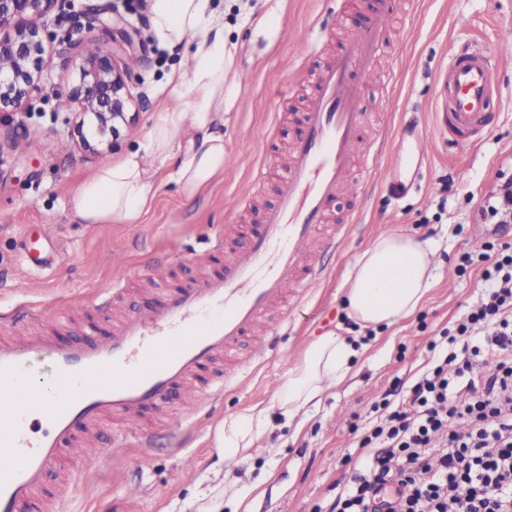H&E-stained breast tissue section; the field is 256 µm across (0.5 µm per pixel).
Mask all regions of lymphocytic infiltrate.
<instances>
[{
  "instance_id": "obj_1",
  "label": "lymphocytic infiltrate",
  "mask_w": 512,
  "mask_h": 512,
  "mask_svg": "<svg viewBox=\"0 0 512 512\" xmlns=\"http://www.w3.org/2000/svg\"><path fill=\"white\" fill-rule=\"evenodd\" d=\"M484 223L512 224V166L483 195ZM484 266V298L454 329L431 367L401 389L359 442V469L336 496V512H512V245L466 253L465 273ZM497 354L489 375L473 360Z\"/></svg>"
}]
</instances>
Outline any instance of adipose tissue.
I'll use <instances>...</instances> for the list:
<instances>
[{
	"mask_svg": "<svg viewBox=\"0 0 512 512\" xmlns=\"http://www.w3.org/2000/svg\"><path fill=\"white\" fill-rule=\"evenodd\" d=\"M210 0H152L151 21L158 38L175 46L195 40L194 64L180 71L174 89L144 144L119 161H104L84 181L73 211L85 224H134L157 194L158 164L177 159L170 179L191 196L224 172L225 73L234 60L223 27L212 20ZM432 242L390 233L363 251L347 281L343 306L361 331L390 326L413 315L435 277ZM364 347L359 335L316 337L278 388L274 407L259 404L230 415L216 430L220 465L247 460L272 427L270 412L286 423L318 408L327 393L351 375Z\"/></svg>",
	"mask_w": 512,
	"mask_h": 512,
	"instance_id": "adipose-tissue-1",
	"label": "adipose tissue"
}]
</instances>
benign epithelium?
<instances>
[{"mask_svg": "<svg viewBox=\"0 0 512 512\" xmlns=\"http://www.w3.org/2000/svg\"><path fill=\"white\" fill-rule=\"evenodd\" d=\"M58 0H0V112H14L39 89L44 64L45 26L35 19L46 17ZM113 30L108 41L97 39L95 26ZM137 30L120 14L96 19L77 39L67 37L70 63L78 83L67 90V100L77 104V129L81 147L104 155L107 135L115 136L122 126L135 121L130 112L135 100L130 90L136 67L133 45ZM94 121L93 138L84 133L87 119Z\"/></svg>", "mask_w": 512, "mask_h": 512, "instance_id": "obj_1", "label": "benign epithelium"}]
</instances>
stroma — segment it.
<instances>
[{
    "mask_svg": "<svg viewBox=\"0 0 512 512\" xmlns=\"http://www.w3.org/2000/svg\"><path fill=\"white\" fill-rule=\"evenodd\" d=\"M257 12L276 11L269 38H250L246 14L236 0H210L218 24L235 43L236 100L224 116V174L197 195L184 196L160 167L161 185L136 224H81L72 217V198L91 177L100 158L85 152L73 131L66 105L74 72L62 66V37L85 30L93 15L120 12L140 31L136 50L145 64L131 86L142 100L135 125L121 128L106 158L120 160L144 140L162 105L161 93L185 65L194 43L170 46L153 28L148 0H77L60 4L44 24L47 68L40 89L15 112H0V324L20 310L35 312L34 327L55 332L66 346L84 325L98 338L112 332V321L125 311L147 312L165 290L179 286L204 269L189 246L205 240L244 241L246 227L261 223V210L275 199L274 162L292 143L312 88V71L335 54L344 33L367 25L381 0H346L336 17V0H249ZM512 27V0H417L412 17L394 12L389 43L368 80L362 99L367 114H378L388 141L404 127L402 110L414 103L416 122L432 123L434 76L453 49L477 40L487 54H501V97L491 110L490 135L478 148L450 151L432 147L423 170L422 189L395 198L384 170L364 206L347 194L334 203L336 222L357 216L344 248L328 262L303 307L291 308L288 323L271 356L239 374L222 395L195 418L183 410L182 397L170 402L161 421L148 420L157 445L141 447L123 424L117 445L91 442L89 459L63 458L73 477L66 512H113L124 502L128 512H184L200 490L212 484L215 436L220 422L251 405L272 404L289 367L319 335L354 330L342 305L350 271L379 235L403 232L433 238L437 244L436 278L416 313L375 332L353 377L310 413L300 432L274 416L266 448L254 452L247 468L237 469L243 483L261 481L244 501L249 512H326L336 486L352 474L350 458L358 451L357 430L371 421L373 406L396 384L421 372L428 346L440 340L482 295V266L456 271L461 253L480 250L479 201L497 169L512 160V54L499 33ZM264 163L267 176L253 185L250 160ZM39 241L46 265H34L24 243ZM122 283L124 296L104 302L105 290Z\"/></svg>",
    "mask_w": 512,
    "mask_h": 512,
    "instance_id": "35a3bbf8",
    "label": "stroma"
}]
</instances>
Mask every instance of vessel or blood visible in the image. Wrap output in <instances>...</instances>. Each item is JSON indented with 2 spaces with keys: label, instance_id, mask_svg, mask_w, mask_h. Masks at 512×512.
<instances>
[{
  "label": "vessel or blood",
  "instance_id": "obj_1",
  "mask_svg": "<svg viewBox=\"0 0 512 512\" xmlns=\"http://www.w3.org/2000/svg\"><path fill=\"white\" fill-rule=\"evenodd\" d=\"M389 13L378 9L369 24L342 44L320 70L304 127L278 180V197L250 240L235 248L221 272L172 288L148 312L132 313L108 341L83 336L68 348L52 334L23 339L0 336V512H54L46 492L61 455L81 454V438L104 416L143 420L196 381L201 394L222 389L215 359L253 337L248 368L273 345L278 325L267 321L270 304L292 294L303 302L324 274L320 260L340 253L352 224L328 225L333 201L347 180L358 200L369 195L375 167L388 162L419 189L428 156L427 136L410 126L393 151L360 153L363 80L383 48ZM498 58L467 44L435 76L434 127L440 143L462 150L488 136V110L500 97Z\"/></svg>",
  "mask_w": 512,
  "mask_h": 512
}]
</instances>
